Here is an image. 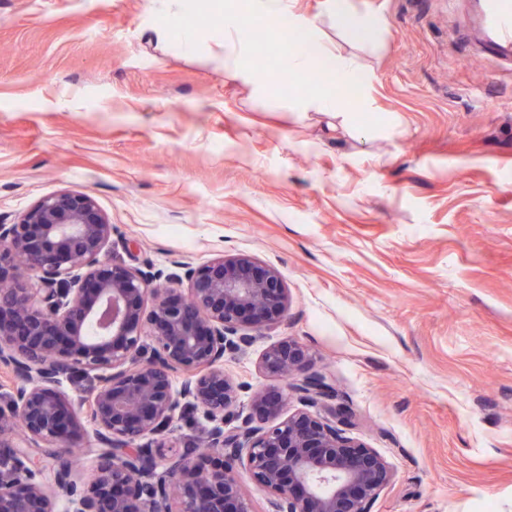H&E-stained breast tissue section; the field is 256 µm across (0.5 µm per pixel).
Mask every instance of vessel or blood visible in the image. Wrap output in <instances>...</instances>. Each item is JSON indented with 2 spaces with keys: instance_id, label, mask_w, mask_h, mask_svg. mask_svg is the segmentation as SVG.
<instances>
[{
  "instance_id": "vessel-or-blood-1",
  "label": "vessel or blood",
  "mask_w": 512,
  "mask_h": 512,
  "mask_svg": "<svg viewBox=\"0 0 512 512\" xmlns=\"http://www.w3.org/2000/svg\"><path fill=\"white\" fill-rule=\"evenodd\" d=\"M477 48L512 71V0H479Z\"/></svg>"
}]
</instances>
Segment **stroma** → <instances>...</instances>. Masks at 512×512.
Here are the masks:
<instances>
[{"label":"stroma","mask_w":512,"mask_h":512,"mask_svg":"<svg viewBox=\"0 0 512 512\" xmlns=\"http://www.w3.org/2000/svg\"><path fill=\"white\" fill-rule=\"evenodd\" d=\"M351 3L383 17L379 40L350 41L328 0L293 6L372 71L363 135L297 119L291 88L249 98L208 10L167 43L176 0H0V223L85 193L108 260L275 267L288 316L225 355L246 387L225 428L287 337L391 467L372 512H512V75L489 82L472 0ZM208 427L182 406L167 443Z\"/></svg>","instance_id":"1"}]
</instances>
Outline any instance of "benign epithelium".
<instances>
[{"mask_svg":"<svg viewBox=\"0 0 512 512\" xmlns=\"http://www.w3.org/2000/svg\"><path fill=\"white\" fill-rule=\"evenodd\" d=\"M111 243L97 202L69 191L0 224V368L19 379L0 407V446L10 449L0 512H252L244 478L270 495L268 512H371L390 468L344 435L343 408L307 411L336 392L298 342L260 360L287 389L254 392L241 424L224 429L243 389L224 374V356L286 320L279 271L220 255L178 266L166 288L159 273L103 261ZM78 372L95 380L83 418L61 390ZM290 395L305 409L285 416ZM183 401L214 423L204 447L154 452L150 438ZM88 423L99 448L85 476L71 454ZM34 449L54 461L51 472Z\"/></svg>","mask_w":512,"mask_h":512,"instance_id":"obj_1","label":"benign epithelium"}]
</instances>
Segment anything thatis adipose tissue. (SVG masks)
Segmentation results:
<instances>
[{"mask_svg": "<svg viewBox=\"0 0 512 512\" xmlns=\"http://www.w3.org/2000/svg\"><path fill=\"white\" fill-rule=\"evenodd\" d=\"M248 10L261 14L272 25L288 28L304 38V47L289 68L293 80L304 82L305 93L298 97L295 109L299 112H317L338 119L342 129L354 127L356 113L367 111L369 97L366 89L371 74L357 61L336 52L319 27L300 14L289 9L284 0H245ZM238 8L235 0H229L224 9V20L215 28L217 42L223 43L221 62L224 70L254 97L268 94L265 74L251 67L246 61L238 36L236 21ZM329 67L341 86H354L360 91L357 103H350L345 96L330 91L328 84L319 79L318 66Z\"/></svg>", "mask_w": 512, "mask_h": 512, "instance_id": "1", "label": "adipose tissue"}]
</instances>
